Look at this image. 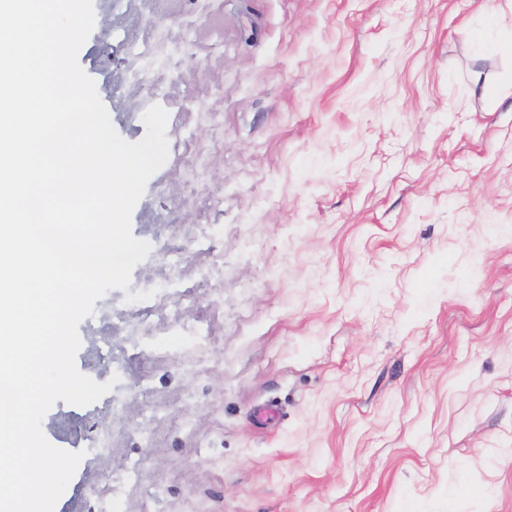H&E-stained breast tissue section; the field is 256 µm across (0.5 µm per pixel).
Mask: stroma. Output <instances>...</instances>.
Returning a JSON list of instances; mask_svg holds the SVG:
<instances>
[{
    "instance_id": "obj_1",
    "label": "stroma",
    "mask_w": 512,
    "mask_h": 512,
    "mask_svg": "<svg viewBox=\"0 0 512 512\" xmlns=\"http://www.w3.org/2000/svg\"><path fill=\"white\" fill-rule=\"evenodd\" d=\"M93 6L81 68L169 156L131 214L155 295L79 326L127 406L42 422L83 455L55 512L131 470L112 512H512V0Z\"/></svg>"
}]
</instances>
